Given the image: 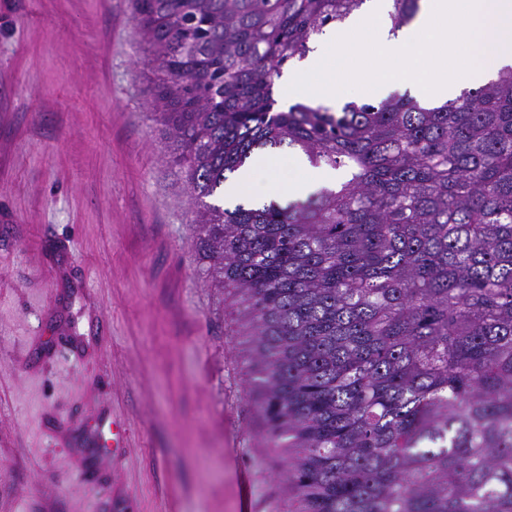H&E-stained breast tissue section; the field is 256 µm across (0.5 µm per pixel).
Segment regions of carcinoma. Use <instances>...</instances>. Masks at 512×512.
Masks as SVG:
<instances>
[{"label": "carcinoma", "mask_w": 512, "mask_h": 512, "mask_svg": "<svg viewBox=\"0 0 512 512\" xmlns=\"http://www.w3.org/2000/svg\"><path fill=\"white\" fill-rule=\"evenodd\" d=\"M364 2L131 0L149 108L236 306L288 512H512V68L439 106L278 108L285 66ZM420 7L392 0L393 28ZM267 147L349 179L207 202Z\"/></svg>", "instance_id": "cac0c4a2"}]
</instances>
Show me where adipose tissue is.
<instances>
[{
	"label": "adipose tissue",
	"instance_id": "ef3b65f1",
	"mask_svg": "<svg viewBox=\"0 0 512 512\" xmlns=\"http://www.w3.org/2000/svg\"><path fill=\"white\" fill-rule=\"evenodd\" d=\"M343 175L334 169L315 168L299 151L278 149L256 153L224 183V200L259 203L274 198L302 199L323 187L335 186Z\"/></svg>",
	"mask_w": 512,
	"mask_h": 512
}]
</instances>
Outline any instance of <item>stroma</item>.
Instances as JSON below:
<instances>
[{"label": "stroma", "instance_id": "obj_1", "mask_svg": "<svg viewBox=\"0 0 512 512\" xmlns=\"http://www.w3.org/2000/svg\"><path fill=\"white\" fill-rule=\"evenodd\" d=\"M130 0H0V512H284Z\"/></svg>", "mask_w": 512, "mask_h": 512}]
</instances>
